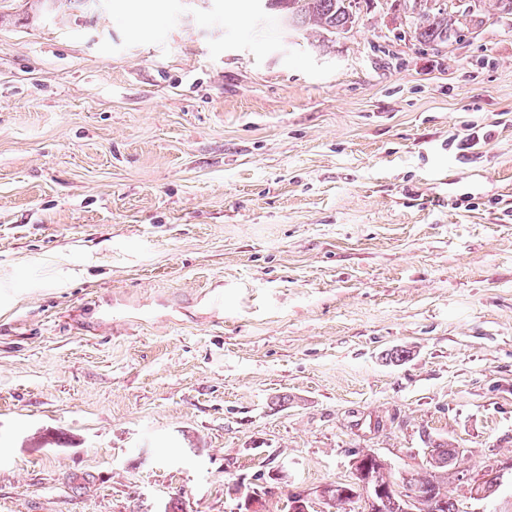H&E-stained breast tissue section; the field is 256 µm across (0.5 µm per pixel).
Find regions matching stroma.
Listing matches in <instances>:
<instances>
[{
	"label": "stroma",
	"mask_w": 512,
	"mask_h": 512,
	"mask_svg": "<svg viewBox=\"0 0 512 512\" xmlns=\"http://www.w3.org/2000/svg\"><path fill=\"white\" fill-rule=\"evenodd\" d=\"M31 3L0 0V512L512 457V16L435 48L358 0L317 48L262 0ZM448 491L512 512L508 476Z\"/></svg>",
	"instance_id": "35a3bbf8"
}]
</instances>
